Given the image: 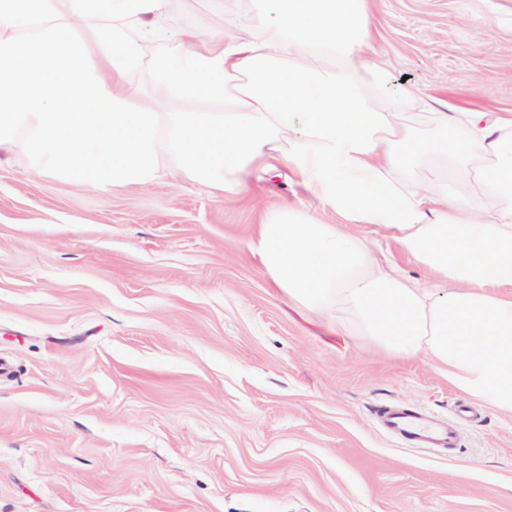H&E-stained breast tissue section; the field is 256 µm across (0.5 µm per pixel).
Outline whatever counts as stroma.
<instances>
[{
  "label": "stroma",
  "mask_w": 512,
  "mask_h": 512,
  "mask_svg": "<svg viewBox=\"0 0 512 512\" xmlns=\"http://www.w3.org/2000/svg\"><path fill=\"white\" fill-rule=\"evenodd\" d=\"M376 47L452 112L512 113V0H372ZM227 200L96 190L0 152V512H512V417L426 357L315 328L249 250L287 168ZM382 405L453 422L409 448Z\"/></svg>",
  "instance_id": "obj_1"
}]
</instances>
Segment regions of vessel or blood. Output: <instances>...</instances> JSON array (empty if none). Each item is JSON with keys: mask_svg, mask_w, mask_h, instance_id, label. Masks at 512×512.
I'll use <instances>...</instances> for the list:
<instances>
[{"mask_svg": "<svg viewBox=\"0 0 512 512\" xmlns=\"http://www.w3.org/2000/svg\"><path fill=\"white\" fill-rule=\"evenodd\" d=\"M377 417L386 433L416 448H453L458 443L453 426L422 411L384 406Z\"/></svg>", "mask_w": 512, "mask_h": 512, "instance_id": "vessel-or-blood-1", "label": "vessel or blood"}]
</instances>
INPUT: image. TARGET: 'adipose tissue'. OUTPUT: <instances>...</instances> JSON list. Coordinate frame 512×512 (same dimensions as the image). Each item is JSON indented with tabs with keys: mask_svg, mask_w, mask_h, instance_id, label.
Returning a JSON list of instances; mask_svg holds the SVG:
<instances>
[{
	"mask_svg": "<svg viewBox=\"0 0 512 512\" xmlns=\"http://www.w3.org/2000/svg\"><path fill=\"white\" fill-rule=\"evenodd\" d=\"M170 12L0 0V150L95 189L180 177L227 198L287 166L316 207L266 211L249 248L267 280L329 332L426 357L512 415V116L435 112L393 87L369 0H225L220 36ZM157 39L180 54L146 59ZM355 231L368 237L372 241H378L382 247L389 248L394 261L405 275L420 280L425 279V273L420 268H418L409 257L401 253L391 242L388 243L383 238L382 234L370 227L356 228Z\"/></svg>",
	"mask_w": 512,
	"mask_h": 512,
	"instance_id": "obj_1",
	"label": "adipose tissue"
}]
</instances>
